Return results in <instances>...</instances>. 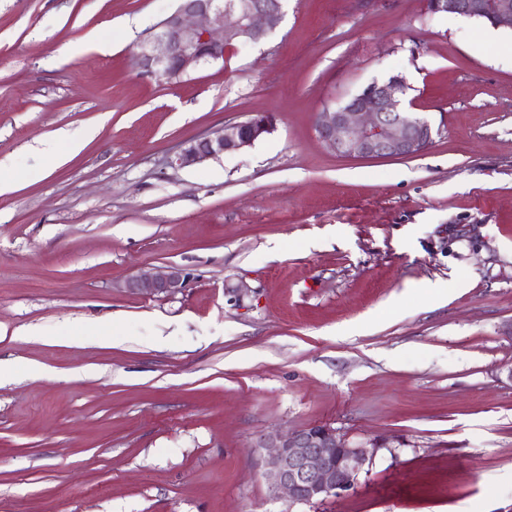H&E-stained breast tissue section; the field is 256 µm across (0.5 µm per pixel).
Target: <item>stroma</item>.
Wrapping results in <instances>:
<instances>
[{
	"label": "stroma",
	"instance_id": "1",
	"mask_svg": "<svg viewBox=\"0 0 512 512\" xmlns=\"http://www.w3.org/2000/svg\"><path fill=\"white\" fill-rule=\"evenodd\" d=\"M176 5L0 0V512H512V28L285 0L174 82L135 52ZM396 74L430 147L329 152L316 113ZM254 112L252 147L171 166ZM165 265L182 292L123 290ZM315 424L376 453L294 503L263 444Z\"/></svg>",
	"mask_w": 512,
	"mask_h": 512
}]
</instances>
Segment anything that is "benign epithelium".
<instances>
[{
  "instance_id": "benign-epithelium-1",
  "label": "benign epithelium",
  "mask_w": 512,
  "mask_h": 512,
  "mask_svg": "<svg viewBox=\"0 0 512 512\" xmlns=\"http://www.w3.org/2000/svg\"><path fill=\"white\" fill-rule=\"evenodd\" d=\"M285 0H178L158 31L138 45L137 65L161 72L171 81L211 61L222 60L241 41L262 42L280 24ZM431 12L512 27V0H430ZM405 79L373 82L338 108L315 115L323 145L340 157L409 158L432 143L430 124L400 111ZM275 116L256 112L243 121L184 142L171 160L176 168L201 165L226 153L240 152L271 134ZM186 275L172 266L126 280L123 288L141 295H175ZM265 476L273 492L295 503H313L350 489L373 454L336 435L325 425L280 434L272 440Z\"/></svg>"
}]
</instances>
